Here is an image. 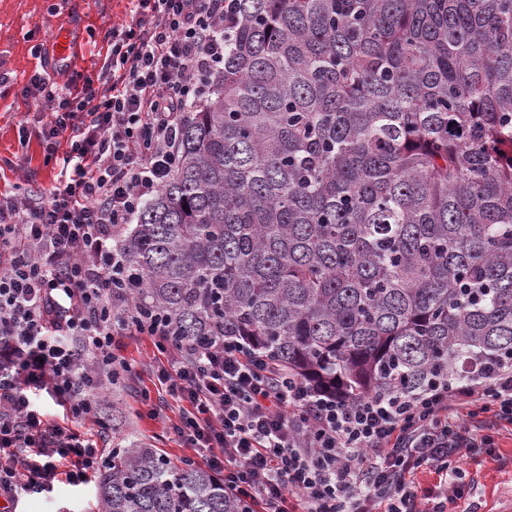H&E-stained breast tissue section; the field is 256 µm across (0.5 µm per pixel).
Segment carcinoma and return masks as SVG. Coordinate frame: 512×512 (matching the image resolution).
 <instances>
[{
  "label": "carcinoma",
  "mask_w": 512,
  "mask_h": 512,
  "mask_svg": "<svg viewBox=\"0 0 512 512\" xmlns=\"http://www.w3.org/2000/svg\"><path fill=\"white\" fill-rule=\"evenodd\" d=\"M215 92L119 242L175 341L364 398L512 364V0H234ZM99 512H246L130 437Z\"/></svg>",
  "instance_id": "1"
}]
</instances>
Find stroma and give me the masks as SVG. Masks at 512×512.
<instances>
[{
  "label": "stroma",
  "mask_w": 512,
  "mask_h": 512,
  "mask_svg": "<svg viewBox=\"0 0 512 512\" xmlns=\"http://www.w3.org/2000/svg\"><path fill=\"white\" fill-rule=\"evenodd\" d=\"M128 0H0V72L10 76L13 86L0 92V157L16 159L18 166L0 172V193L21 194L31 184L48 187L53 184L60 166L44 162L36 137L40 123L49 122L47 108L25 101L20 89L43 64L32 52L35 44H43L47 54H54V35L72 36L65 70L55 75L58 84H66L71 71L91 76L101 73L108 53L106 32L124 20ZM27 126L32 139L21 148L18 129ZM132 365L133 376L122 386L114 387L107 405L100 408L103 416L122 412L125 421L112 431H99L94 420H87L84 431L100 434L99 445L112 449L122 438L136 436L172 460L186 455V448L168 429V421L177 417L178 405L169 402L164 418H151V393L142 400L140 391L149 383L150 367L157 351L149 337L128 336L121 351ZM493 444L464 455L457 463L456 483L460 496L449 500L446 512H512V429L493 430ZM22 512H97L96 486H74L56 483L49 496L35 495L24 499Z\"/></svg>",
  "instance_id": "obj_1"
}]
</instances>
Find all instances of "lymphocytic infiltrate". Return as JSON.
Wrapping results in <instances>:
<instances>
[{
    "label": "lymphocytic infiltrate",
    "mask_w": 512,
    "mask_h": 512,
    "mask_svg": "<svg viewBox=\"0 0 512 512\" xmlns=\"http://www.w3.org/2000/svg\"><path fill=\"white\" fill-rule=\"evenodd\" d=\"M129 2L106 34V80L76 72L61 87L46 70L21 90L52 109L38 133L46 160L61 142L69 152L59 184L0 195V502L14 512L106 461L70 422L127 381L121 338L146 336L160 354L155 385L179 403L174 436L249 507L445 512L452 458L490 447L488 426L512 425V369L362 399L321 394L244 345L166 340L161 322L115 297L120 232L177 162L181 129L211 92L204 75L224 62L233 0ZM43 393L64 420L44 410ZM423 467L438 489L414 484Z\"/></svg>",
    "instance_id": "f902f5d3"
}]
</instances>
